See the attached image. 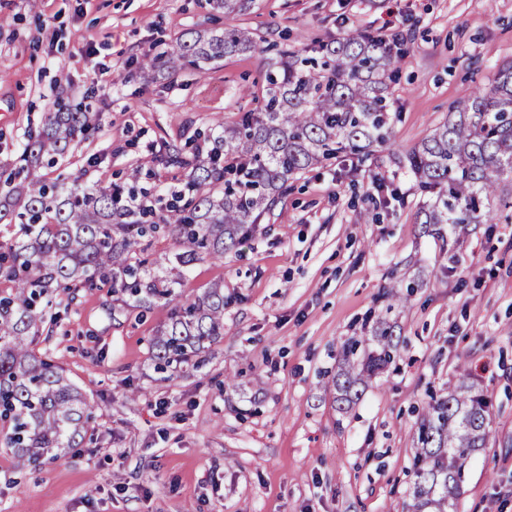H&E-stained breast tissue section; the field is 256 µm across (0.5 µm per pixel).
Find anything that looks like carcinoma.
<instances>
[{
	"label": "carcinoma",
	"instance_id": "obj_1",
	"mask_svg": "<svg viewBox=\"0 0 512 512\" xmlns=\"http://www.w3.org/2000/svg\"><path fill=\"white\" fill-rule=\"evenodd\" d=\"M226 15L255 0H206ZM380 34L354 31L305 55L285 50L269 63L263 102L255 112L215 123L190 155L165 143L167 166L187 172L165 189L129 182L84 186L48 183L41 169L56 165L97 128L98 113L56 102L42 128L27 134L22 178L0 194V221H13L20 237L0 245V435L18 466L33 469L55 448H78L92 420L91 407L63 370L31 348L45 320L49 295L99 280L126 306L148 309L171 302L196 263L224 252L255 230L288 195V181L326 160L350 155L364 164L391 139L394 116L387 98L399 76L402 53ZM249 32L192 31L143 69L173 74L191 60L204 74L226 56L256 49ZM419 187L430 194L423 224H482L490 199L512 173V65L485 88L461 97L450 117L407 156ZM176 245L170 266L156 267L145 252L152 242ZM224 284L176 304L152 339L159 373L205 362L224 335ZM399 351L395 325L377 323L373 335L348 342L331 380L338 401L350 405ZM488 403L475 382L461 376L424 408L415 437V481L409 512H457L469 456L490 436Z\"/></svg>",
	"mask_w": 512,
	"mask_h": 512
}]
</instances>
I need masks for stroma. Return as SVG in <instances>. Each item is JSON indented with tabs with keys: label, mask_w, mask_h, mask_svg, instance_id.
<instances>
[{
	"label": "stroma",
	"mask_w": 512,
	"mask_h": 512,
	"mask_svg": "<svg viewBox=\"0 0 512 512\" xmlns=\"http://www.w3.org/2000/svg\"><path fill=\"white\" fill-rule=\"evenodd\" d=\"M227 28L267 50L205 75L139 67L185 32ZM357 29L403 39L390 143L358 174L341 157L297 176L246 241L194 265L179 300L224 285V335L202 370H153L170 305L140 314L100 282L54 294L53 332L32 347L93 419L81 447L34 471L0 441V512H406L415 409L464 374L491 402L492 437L466 462L457 512H512V178L488 223L440 239L420 224L426 196L403 166L458 98L512 64V0H256L230 16L206 0H0V178L62 99L91 104L99 125L47 181L81 171L106 186L148 161L171 184L179 170L155 161L165 141L191 152L217 118L259 107L278 50ZM409 281L393 315L399 358L339 409L328 383L343 344L370 335L385 287Z\"/></svg>",
	"instance_id": "stroma-1"
}]
</instances>
